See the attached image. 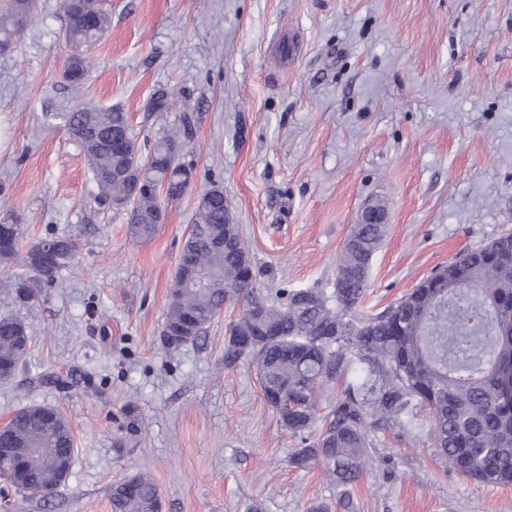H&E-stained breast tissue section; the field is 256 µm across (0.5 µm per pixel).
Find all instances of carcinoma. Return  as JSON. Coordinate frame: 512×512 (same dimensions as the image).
<instances>
[{"label": "carcinoma", "instance_id": "carcinoma-1", "mask_svg": "<svg viewBox=\"0 0 512 512\" xmlns=\"http://www.w3.org/2000/svg\"><path fill=\"white\" fill-rule=\"evenodd\" d=\"M37 0H4L0 44L13 46L32 19ZM88 22L73 19V0H61L62 36L68 50L63 77L80 88L89 74L88 53L111 23L97 0H83ZM172 93L157 89L148 112H165ZM83 150L101 201L128 212L134 239H148L165 202L187 191L192 166L181 162L185 142L164 136L143 140L119 104L82 103L58 115ZM386 225L353 224L336 260L334 288L270 292L257 279L249 250L233 223L224 190L211 186L197 198L178 263L162 338L168 346L196 341L224 306L242 304L227 326L224 366L251 359L265 402L282 426L307 440L290 459L300 469L322 468L340 487L355 483L376 454L371 429L391 424L416 406L426 410L430 440L449 469L479 484L512 485V402L502 398L501 368L512 362V234L467 249L437 269L382 312L356 313L366 294L374 255ZM18 224L0 222V265L17 271L0 280L23 303L40 284L51 283L72 265L77 243L66 234L53 244L44 264L34 267L22 250ZM228 246L220 251L215 240ZM200 272L197 286L180 288L186 264ZM30 339L17 317H0V381L24 365ZM362 381L319 415L326 389L352 367ZM12 447L25 450L23 476L15 482L23 497L46 501L70 475L74 435L53 406L19 408L7 427ZM153 479L139 473L112 487V512H160Z\"/></svg>", "mask_w": 512, "mask_h": 512}]
</instances>
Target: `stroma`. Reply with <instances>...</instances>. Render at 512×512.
<instances>
[{"label":"stroma","instance_id":"35a3bbf8","mask_svg":"<svg viewBox=\"0 0 512 512\" xmlns=\"http://www.w3.org/2000/svg\"><path fill=\"white\" fill-rule=\"evenodd\" d=\"M60 0H39L0 56V219L30 246L67 233L75 264L23 306L27 368L0 383V422L57 407L71 475L15 512H112L114 484L145 471L161 512H309L338 491L295 468L300 437L265 403L253 365H224L225 308L206 336L162 342L169 289L199 194L223 187L267 288H329L360 208L387 205L385 239L357 312L383 311L463 249L512 230V0H100L111 27L79 89L61 75ZM174 90L169 111L145 105ZM121 104L153 140L191 116L186 194L154 236L96 201L57 112ZM62 375L38 384L37 375ZM374 430L350 486L355 512H512V486L478 484L434 454L424 412Z\"/></svg>","mask_w":512,"mask_h":512}]
</instances>
